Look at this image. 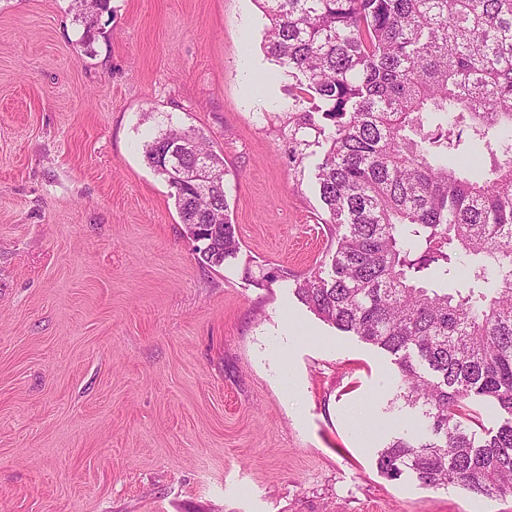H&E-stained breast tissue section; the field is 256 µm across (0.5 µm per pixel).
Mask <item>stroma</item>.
<instances>
[{
    "label": "stroma",
    "instance_id": "1",
    "mask_svg": "<svg viewBox=\"0 0 512 512\" xmlns=\"http://www.w3.org/2000/svg\"><path fill=\"white\" fill-rule=\"evenodd\" d=\"M74 5L0 0V512H512L380 472L421 418L294 294L336 233L256 0H110L88 46ZM169 127L224 157L223 265L144 158Z\"/></svg>",
    "mask_w": 512,
    "mask_h": 512
}]
</instances>
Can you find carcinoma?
I'll return each instance as SVG.
<instances>
[{
	"label": "carcinoma",
	"instance_id": "1",
	"mask_svg": "<svg viewBox=\"0 0 512 512\" xmlns=\"http://www.w3.org/2000/svg\"><path fill=\"white\" fill-rule=\"evenodd\" d=\"M264 49L297 79L296 127L326 144L317 185L338 232L328 272L297 297L394 356L396 400L425 434L380 451L382 473L488 498L512 494V0H257ZM81 41L110 0H76ZM183 144L181 167L159 160ZM144 157L220 266L239 250L224 157L169 127ZM209 160V191L182 168ZM509 415L485 428L478 404Z\"/></svg>",
	"mask_w": 512,
	"mask_h": 512
}]
</instances>
